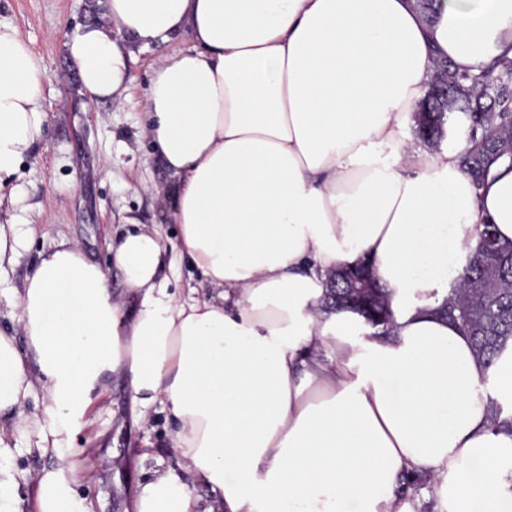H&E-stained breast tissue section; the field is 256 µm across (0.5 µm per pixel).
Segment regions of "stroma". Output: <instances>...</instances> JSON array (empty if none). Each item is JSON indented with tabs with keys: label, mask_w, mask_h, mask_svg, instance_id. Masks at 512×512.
<instances>
[{
	"label": "stroma",
	"mask_w": 512,
	"mask_h": 512,
	"mask_svg": "<svg viewBox=\"0 0 512 512\" xmlns=\"http://www.w3.org/2000/svg\"><path fill=\"white\" fill-rule=\"evenodd\" d=\"M101 17L97 0H0V21L14 25L44 61V106L51 115L34 158L22 164L14 179L22 195L17 212L29 235L7 278L21 285L38 256L64 241L78 243L89 262L109 266L112 239L135 226L158 233L167 260L159 275L171 293L184 299L200 282L175 247L178 227L168 219L162 195L169 179L145 131L142 105L152 65L187 40L138 51L128 90L109 101L91 102L77 91L78 70L64 41L75 27ZM171 433L164 412L151 410L143 419L134 418L122 378H112L99 390L78 423L70 456L90 467L80 491L93 512H125L147 471L174 465ZM28 441V435L15 433L9 453L0 457V471L10 475L13 499L22 508L35 475L51 463ZM142 447L151 449L150 458L141 459Z\"/></svg>",
	"instance_id": "stroma-1"
}]
</instances>
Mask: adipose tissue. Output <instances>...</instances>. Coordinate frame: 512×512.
Segmentation results:
<instances>
[{
    "label": "adipose tissue",
    "mask_w": 512,
    "mask_h": 512,
    "mask_svg": "<svg viewBox=\"0 0 512 512\" xmlns=\"http://www.w3.org/2000/svg\"><path fill=\"white\" fill-rule=\"evenodd\" d=\"M104 0L67 35L80 92L126 91L137 50L189 36L153 68L143 103L171 183L179 254L217 297L179 300L157 233L111 244L109 267L63 242L1 294L0 419L35 391V448L53 457L29 512H91L69 459L111 376L134 408L162 405L176 467L153 471L133 512H512V342L495 365L435 307L480 224L512 241V170L474 189L451 156L400 138L443 58L476 72L512 50V0ZM47 71L0 23V207L35 155ZM369 261L390 291L392 336L321 307L333 270ZM126 296L112 297L111 271ZM24 344H17V336ZM213 493L201 507L199 486Z\"/></svg>",
    "instance_id": "ef3b65f1"
}]
</instances>
